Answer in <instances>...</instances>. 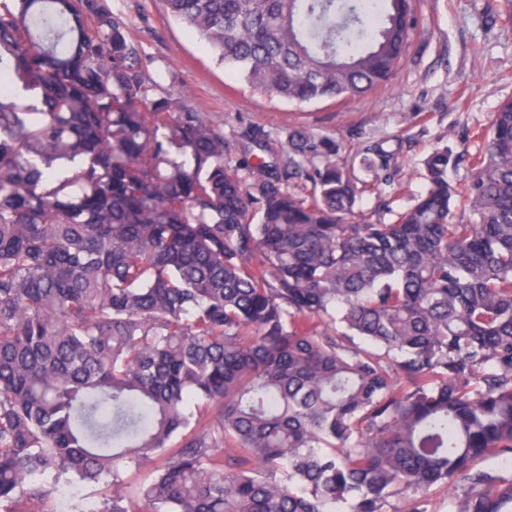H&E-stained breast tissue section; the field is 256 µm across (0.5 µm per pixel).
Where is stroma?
Segmentation results:
<instances>
[{
  "instance_id": "obj_1",
  "label": "stroma",
  "mask_w": 512,
  "mask_h": 512,
  "mask_svg": "<svg viewBox=\"0 0 512 512\" xmlns=\"http://www.w3.org/2000/svg\"><path fill=\"white\" fill-rule=\"evenodd\" d=\"M143 55L160 94H171L203 112L232 142L231 166L261 159L281 164L288 132L309 130L336 142L369 189L359 208L369 212L387 197L393 210L410 206L423 189V160L434 148L455 145L465 130H482L499 104L512 100V19L502 0H417L420 24L404 66L392 83L345 101L293 103L249 87L218 64L202 42L165 15L158 0H107ZM274 129L266 150L242 138L245 128ZM395 152L399 192L377 193L368 166L374 146Z\"/></svg>"
}]
</instances>
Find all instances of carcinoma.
Returning a JSON list of instances; mask_svg holds the SVG:
<instances>
[{
  "mask_svg": "<svg viewBox=\"0 0 512 512\" xmlns=\"http://www.w3.org/2000/svg\"><path fill=\"white\" fill-rule=\"evenodd\" d=\"M160 2L300 103L386 85L419 24L414 0ZM149 65L107 0H0V512L152 454L137 500L71 512H428L438 485L512 512V100L387 221L305 130L240 176Z\"/></svg>",
  "mask_w": 512,
  "mask_h": 512,
  "instance_id": "obj_1",
  "label": "carcinoma"
}]
</instances>
